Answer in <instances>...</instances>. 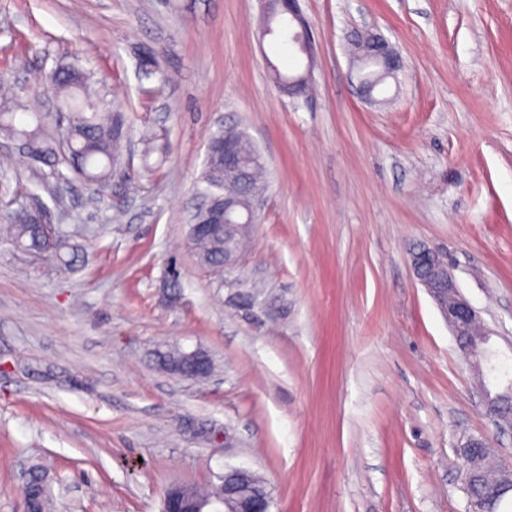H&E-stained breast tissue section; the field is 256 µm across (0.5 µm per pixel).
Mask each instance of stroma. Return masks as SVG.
I'll return each instance as SVG.
<instances>
[{
  "instance_id": "1",
  "label": "stroma",
  "mask_w": 512,
  "mask_h": 512,
  "mask_svg": "<svg viewBox=\"0 0 512 512\" xmlns=\"http://www.w3.org/2000/svg\"><path fill=\"white\" fill-rule=\"evenodd\" d=\"M314 94L284 96L259 0H0V78L51 100L91 71L130 136L102 194L72 183L82 262L45 272L0 242V512L43 468L54 512H161L176 482L260 474L271 512H466L458 449L512 462L411 255L446 254L489 332L491 392L512 380V0H300ZM369 31L404 66L360 97L346 45ZM175 82L140 89L139 51ZM257 145L268 188L226 282L187 245L208 136ZM153 130L167 153L143 168ZM178 267L182 290L163 284ZM205 349L206 382L160 372L161 345Z\"/></svg>"
}]
</instances>
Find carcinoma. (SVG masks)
<instances>
[{"label":"carcinoma","instance_id":"cac0c4a2","mask_svg":"<svg viewBox=\"0 0 512 512\" xmlns=\"http://www.w3.org/2000/svg\"><path fill=\"white\" fill-rule=\"evenodd\" d=\"M259 28L267 32L273 43L288 38V13L278 0H272L267 9L260 14ZM303 67L289 72L273 69V78L281 90L288 84L304 78L312 79L316 66V57L308 56L305 47L296 46ZM352 62L363 72L364 88L368 96L383 88L387 77L381 76V68L368 53L363 37L351 43ZM141 79L149 81L155 77L166 82L169 74L165 68V57L157 52L153 59L145 60L140 67ZM92 74L83 69L63 65L50 75V90L54 94L59 108L65 113L69 149L61 152L57 123L49 122L48 114L38 108L37 101L23 100L13 88L0 85V135L14 140L19 152L34 164L48 168V174L55 178V184L49 185L41 180L37 187L44 190L54 207L64 206L63 195L59 187L73 181L82 183L96 194L104 192L112 181L122 154L124 141L128 138L129 128L125 112L120 106H110L91 88ZM224 137L238 140L244 156H260L259 150L243 132L234 128L220 127L212 132L209 141ZM144 158L152 154H163L165 144L157 134L143 133ZM240 188L238 174L224 171L211 164H205L198 192L206 195H222L235 192ZM23 190L29 198H39L27 185H22L19 175L0 162V193H17ZM0 237L13 251L24 256L33 255L49 271H62L77 264L81 255L71 245L72 231L64 226L48 233L29 221L20 218L11 209L0 217ZM192 252L197 263L215 277L224 279V240L201 238L195 241ZM184 352L179 347L163 348L162 360L156 361L161 369H171L183 360Z\"/></svg>","mask_w":512,"mask_h":512}]
</instances>
